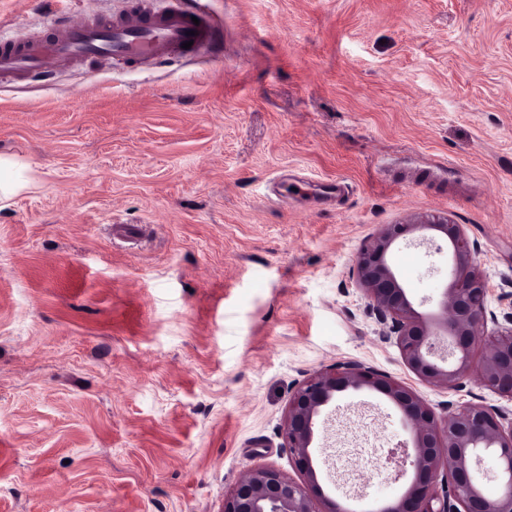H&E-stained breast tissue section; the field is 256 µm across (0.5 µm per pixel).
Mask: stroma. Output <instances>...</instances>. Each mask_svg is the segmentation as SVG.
<instances>
[{"label":"stroma","instance_id":"1","mask_svg":"<svg viewBox=\"0 0 512 512\" xmlns=\"http://www.w3.org/2000/svg\"><path fill=\"white\" fill-rule=\"evenodd\" d=\"M124 7L0 0V39ZM209 9L219 53L0 81V154L36 180L0 203V512H223L248 469L299 479L288 402L349 360L440 418L512 409L472 380H418L353 276L382 225L446 216L476 246L489 309L512 310V0ZM391 258L432 312L447 253ZM325 421L317 512L403 491L383 456L408 433L383 395L345 394Z\"/></svg>","mask_w":512,"mask_h":512}]
</instances>
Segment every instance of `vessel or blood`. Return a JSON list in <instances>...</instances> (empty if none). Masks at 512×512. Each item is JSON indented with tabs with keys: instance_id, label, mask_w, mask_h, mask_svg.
<instances>
[{
	"instance_id": "vessel-or-blood-1",
	"label": "vessel or blood",
	"mask_w": 512,
	"mask_h": 512,
	"mask_svg": "<svg viewBox=\"0 0 512 512\" xmlns=\"http://www.w3.org/2000/svg\"><path fill=\"white\" fill-rule=\"evenodd\" d=\"M46 29V35H22L16 46L0 48V76L46 73L71 61L146 63L196 53L220 40L208 0H194L189 9L181 0H171L161 10L152 0H130L121 14L92 19L82 14L63 25L54 19Z\"/></svg>"
}]
</instances>
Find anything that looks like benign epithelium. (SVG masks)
Wrapping results in <instances>:
<instances>
[{
    "label": "benign epithelium",
    "mask_w": 512,
    "mask_h": 512,
    "mask_svg": "<svg viewBox=\"0 0 512 512\" xmlns=\"http://www.w3.org/2000/svg\"><path fill=\"white\" fill-rule=\"evenodd\" d=\"M402 241L447 247L450 283L435 311L419 312L390 256ZM476 246L462 225L446 216H422L387 224L360 249L354 275L368 299L367 314L385 339H395L403 361L421 381L447 390L474 377L481 387L512 401V312L478 364L471 352L488 322L487 283L475 267ZM384 395L410 430L400 443L411 477L405 490L379 512H512V416L503 409L448 403L439 420L410 387L358 361L341 362L304 379L293 392L284 422L285 447L305 476L297 482L275 468L242 474L224 498V512H318L321 487L313 453L325 432L323 414L348 391ZM493 454L498 492L488 495L480 478L483 458Z\"/></svg>",
    "instance_id": "benign-epithelium-1"
}]
</instances>
